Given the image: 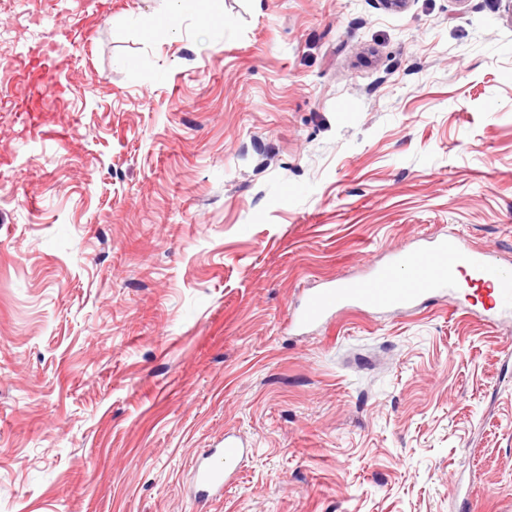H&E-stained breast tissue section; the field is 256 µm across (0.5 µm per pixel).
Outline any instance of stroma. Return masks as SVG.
I'll use <instances>...</instances> for the list:
<instances>
[{"label": "stroma", "instance_id": "1", "mask_svg": "<svg viewBox=\"0 0 512 512\" xmlns=\"http://www.w3.org/2000/svg\"><path fill=\"white\" fill-rule=\"evenodd\" d=\"M0 0V512H512V319L303 296L512 261L507 0ZM251 454L221 501L190 467ZM37 82L40 87V93L37 96L27 100V111L38 112L42 109L45 96L56 85L55 72L48 66L40 67L38 70ZM463 286L477 288L486 311L512 313V266L493 260L488 251L470 250L448 235L424 248L396 252L391 263L372 268L365 278L308 295L304 306L291 315L290 326L319 324L348 307L409 309Z\"/></svg>", "mask_w": 512, "mask_h": 512}]
</instances>
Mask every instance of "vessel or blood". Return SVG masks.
Masks as SVG:
<instances>
[{
  "label": "vessel or blood",
  "mask_w": 512,
  "mask_h": 512,
  "mask_svg": "<svg viewBox=\"0 0 512 512\" xmlns=\"http://www.w3.org/2000/svg\"><path fill=\"white\" fill-rule=\"evenodd\" d=\"M40 93L27 101L28 111L41 110L43 97L56 84L54 71L38 70ZM477 289L485 310L512 313V266L493 260L490 252L466 248L455 236L430 245L396 252L391 263L372 268L369 276L338 283L308 295L302 308L290 317L292 326L303 328L321 323L348 307L367 310H402L416 307L449 289ZM244 454L232 439L214 448L196 463L194 483L200 502L223 491Z\"/></svg>",
  "instance_id": "vessel-or-blood-1"
}]
</instances>
